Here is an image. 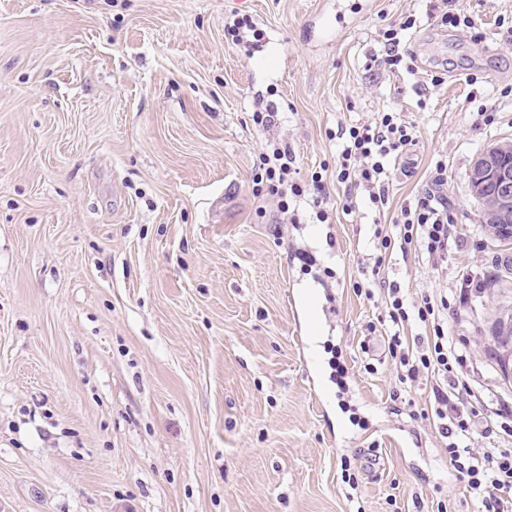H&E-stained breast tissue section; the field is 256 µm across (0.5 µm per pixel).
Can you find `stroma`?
Masks as SVG:
<instances>
[{"instance_id": "1", "label": "stroma", "mask_w": 512, "mask_h": 512, "mask_svg": "<svg viewBox=\"0 0 512 512\" xmlns=\"http://www.w3.org/2000/svg\"><path fill=\"white\" fill-rule=\"evenodd\" d=\"M449 7L476 29L431 0H0V512H482L431 379L400 381L385 299L355 290L444 162L460 241L380 274L447 293L473 448H512L488 348L512 292L467 286L504 254L467 173L512 140V0ZM409 15L413 71L368 68ZM381 112L415 127L409 170L344 211L337 129ZM277 147L304 189L284 206L252 193Z\"/></svg>"}]
</instances>
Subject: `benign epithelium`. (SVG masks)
<instances>
[{"label": "benign epithelium", "instance_id": "7a95c632", "mask_svg": "<svg viewBox=\"0 0 512 512\" xmlns=\"http://www.w3.org/2000/svg\"><path fill=\"white\" fill-rule=\"evenodd\" d=\"M512 154V141H503L481 153L469 170L471 196L483 211L503 219L512 218V169L499 160Z\"/></svg>", "mask_w": 512, "mask_h": 512}]
</instances>
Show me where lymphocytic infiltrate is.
I'll list each match as a JSON object with an SVG mask.
<instances>
[{"instance_id": "1", "label": "lymphocytic infiltrate", "mask_w": 512, "mask_h": 512, "mask_svg": "<svg viewBox=\"0 0 512 512\" xmlns=\"http://www.w3.org/2000/svg\"><path fill=\"white\" fill-rule=\"evenodd\" d=\"M415 24L413 17L390 26L382 33V50L371 57V65L397 72L411 69L412 64L399 51L407 30ZM341 148L336 160V180L343 184L347 194L366 192L373 207L385 203L386 186L392 170L390 162L413 145V129L393 112L379 113L374 122L355 124L338 132ZM275 165L257 174L254 193L302 196L303 190L290 177L291 165L287 151H275ZM445 166H437L434 188L425 190L413 205L404 207L391 227L376 225L374 239L377 254L375 266H382L391 245H398L402 254L412 252L430 260L447 257L448 243L457 239L459 231L448 211L445 198L435 189L443 185ZM386 289L388 317L392 334L388 338V352L403 378L416 380L420 373L434 379V414L440 422V431L446 440L448 461L458 473L467 489L480 499L484 512H512V448H486L474 453L472 419L460 411L470 394L466 381L454 373L462 364L463 356L456 341L448 336L444 313L448 309L447 297H422L410 301L400 287L377 281L375 288L366 289L373 296L375 289ZM419 322L429 329L428 335L419 337L418 348H410L401 336L410 322Z\"/></svg>"}]
</instances>
